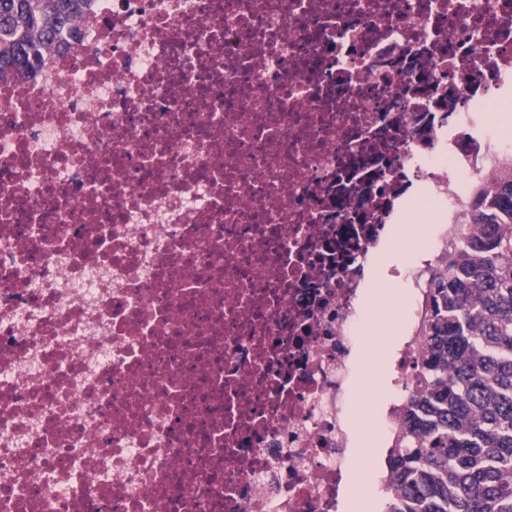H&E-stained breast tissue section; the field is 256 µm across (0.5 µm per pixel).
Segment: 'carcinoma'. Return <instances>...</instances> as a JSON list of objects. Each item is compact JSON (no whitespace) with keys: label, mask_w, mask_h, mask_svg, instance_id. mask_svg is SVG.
Listing matches in <instances>:
<instances>
[{"label":"carcinoma","mask_w":512,"mask_h":512,"mask_svg":"<svg viewBox=\"0 0 512 512\" xmlns=\"http://www.w3.org/2000/svg\"><path fill=\"white\" fill-rule=\"evenodd\" d=\"M94 0H0V81L28 74L40 47ZM432 273L412 390L392 432L390 512H512V162Z\"/></svg>","instance_id":"carcinoma-1"}]
</instances>
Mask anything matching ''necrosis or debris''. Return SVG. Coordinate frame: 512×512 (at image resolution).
Returning a JSON list of instances; mask_svg holds the SVG:
<instances>
[{
  "instance_id": "obj_1",
  "label": "necrosis or debris",
  "mask_w": 512,
  "mask_h": 512,
  "mask_svg": "<svg viewBox=\"0 0 512 512\" xmlns=\"http://www.w3.org/2000/svg\"><path fill=\"white\" fill-rule=\"evenodd\" d=\"M0 83V512H344L413 216L492 186L512 0H96ZM425 194H416L417 186ZM430 244L426 233L421 232L407 250L420 252L429 247ZM406 251H395L389 255L376 272L375 291L377 295L372 302H368L366 305L365 311L368 320L362 323L361 331L358 333L359 336H362L358 344L361 364L359 370L353 375L346 393V406L351 417L368 415L377 439L379 436L381 438V434L386 431L384 428L385 417L381 408L384 404L390 402L393 397L391 379L394 376V363L393 355L388 356V336L373 335L372 332L379 330L387 322V317L382 313L383 304L380 295L389 283L385 282L386 267L394 265L401 268L410 257ZM381 314H383L382 318ZM375 363L380 366H374ZM373 372H376L381 380L380 400H374L376 393L373 381L370 378Z\"/></svg>"
}]
</instances>
